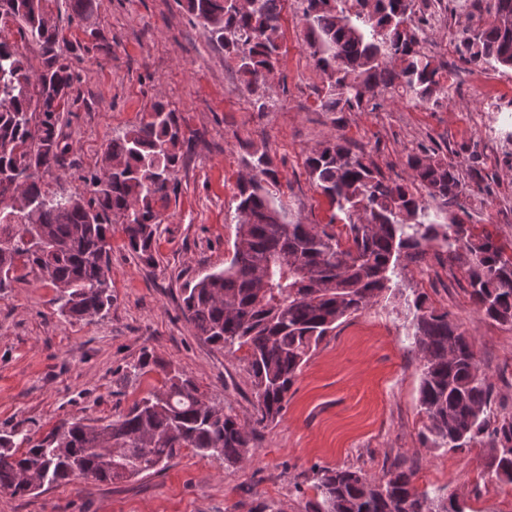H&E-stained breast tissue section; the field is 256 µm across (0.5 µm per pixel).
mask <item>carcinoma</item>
Here are the masks:
<instances>
[{
    "label": "carcinoma",
    "mask_w": 512,
    "mask_h": 512,
    "mask_svg": "<svg viewBox=\"0 0 512 512\" xmlns=\"http://www.w3.org/2000/svg\"><path fill=\"white\" fill-rule=\"evenodd\" d=\"M53 0H0V16L12 17L19 40L0 35V292L22 268L40 274L57 291L58 312L83 320L112 305V231L148 264L160 205L176 193L184 144L191 142L177 112L156 101L139 121L106 143L98 170L82 193L49 190L60 179L71 144L64 113L75 104L77 75L58 51L63 27ZM283 0H252L242 12L226 0H185L235 64L253 106L275 105L273 81L280 62L279 16ZM416 0H302L306 49L326 79L321 106L355 112L393 90L442 107L451 86L441 64L421 45L430 17L417 15ZM486 26L461 31L457 50L470 65L512 69V0H489ZM43 59L33 81L19 43ZM249 177L238 182L233 254L227 265L183 285V314L195 335L230 352L245 350L252 378L255 425L207 401L195 382L162 368L163 386L103 424L63 421L44 437L0 430V490L26 496L46 485L78 477L113 483L158 472L190 448L229 466L253 457L256 426L277 421L319 343L349 317L370 308L391 289L401 262L436 257L465 267L469 298L484 318L512 328V254L490 235L476 237L439 211L465 192L460 169L424 151L407 157L409 181H391L354 151L343 136L307 156L311 182L334 208L327 224H291L279 197L278 173L264 151L247 150ZM426 195H421L418 189ZM345 227V238L335 222ZM412 345L422 361L419 406L426 440L435 448H485L483 465L512 484V412L493 414L494 384L482 371L474 342L446 310L412 303ZM414 469L392 461L380 477L361 468H320L317 499L307 512H465L454 496L419 491Z\"/></svg>",
    "instance_id": "cac0c4a2"
}]
</instances>
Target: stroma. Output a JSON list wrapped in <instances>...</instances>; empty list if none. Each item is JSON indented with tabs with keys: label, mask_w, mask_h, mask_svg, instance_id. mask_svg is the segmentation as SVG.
<instances>
[{
	"label": "stroma",
	"mask_w": 512,
	"mask_h": 512,
	"mask_svg": "<svg viewBox=\"0 0 512 512\" xmlns=\"http://www.w3.org/2000/svg\"><path fill=\"white\" fill-rule=\"evenodd\" d=\"M479 18L450 0L446 18L425 30L452 84L443 107L385 93L376 110L362 112L322 110L325 79L305 50L300 0H283L277 104L264 112L253 107L223 46L178 0H93L90 15L66 22L61 49L81 79L67 128L74 147L51 190L82 192V175L96 169L112 134L156 101L176 110L194 146L163 212L156 265L143 264L114 233L107 312L61 316L55 289L25 270L0 293V430L43 435L64 420L110 421L161 387L166 366L254 422L243 352L196 336L181 296L184 281L223 268L232 254L231 207L247 146L271 157L287 220L306 224L327 223L331 208L305 160L337 135L398 182L409 177L408 155L424 149L463 170L478 160L483 192H465L448 213L474 235L512 242V70L473 67L456 52L462 29ZM417 294L469 330L497 392L493 410L512 411V328L479 315L463 269L430 254L407 264L392 290L319 345L281 419L259 430L252 462L229 466L185 449L164 470L115 484L78 478L25 497L0 490V512H305L316 497L315 469L352 466L378 476L396 457L413 463L418 490L448 488L468 512H512V485L488 477L480 446L453 451L422 440L420 364L408 340V302ZM145 351L156 367L129 378Z\"/></svg>",
	"instance_id": "1"
}]
</instances>
